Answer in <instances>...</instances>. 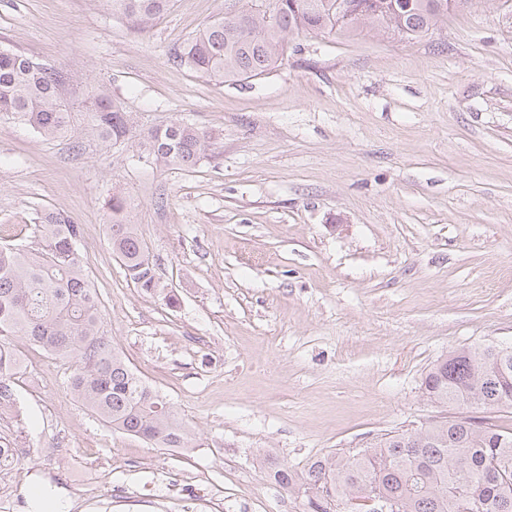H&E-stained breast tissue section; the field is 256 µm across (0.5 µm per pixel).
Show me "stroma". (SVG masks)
<instances>
[{"label":"stroma","mask_w":512,"mask_h":512,"mask_svg":"<svg viewBox=\"0 0 512 512\" xmlns=\"http://www.w3.org/2000/svg\"><path fill=\"white\" fill-rule=\"evenodd\" d=\"M224 0H172L138 33L104 0H0V41L104 93L132 139L81 145L0 118V244L50 208L83 228L101 328L173 404L190 449L100 421L71 364L15 336L26 457L0 512L35 485L71 512H304L268 463L297 471L387 434L512 407H449L422 382L449 351L512 345V0H470L434 33L290 38L267 75L219 84L174 52ZM185 122L223 135L184 171L140 163L134 137ZM128 199L165 288L113 257L106 207Z\"/></svg>","instance_id":"35a3bbf8"}]
</instances>
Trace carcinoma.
<instances>
[{
  "label": "carcinoma",
  "instance_id": "carcinoma-1",
  "mask_svg": "<svg viewBox=\"0 0 512 512\" xmlns=\"http://www.w3.org/2000/svg\"><path fill=\"white\" fill-rule=\"evenodd\" d=\"M112 14L143 31L170 0H105ZM251 14L249 28L222 16L174 53L176 62L224 83L265 74L283 60L288 38L301 33L349 34L368 27L384 35L423 37L448 17V0H224V11ZM338 14L353 22L336 26ZM74 86L65 71L0 46V117L47 139L79 143L88 132L102 144L131 133L130 114L104 94L81 101L86 125L75 127L62 94ZM220 134L184 122L139 138L138 158L192 169L212 157ZM112 255L149 293L161 291L156 261L137 233L127 201L108 203ZM39 246H0V415L16 404L22 366L9 338L23 336L72 362L69 388L103 422L161 448L192 447L191 432L169 402L150 389L100 330V302L85 274L82 227L51 209L36 210ZM424 390L440 404L512 406V346L451 351L427 371ZM25 449L0 440V470ZM276 482L305 498L307 512H350L374 496L390 512H512V432L492 424L448 420L414 433L389 435L349 457L314 459L301 472L276 470Z\"/></svg>",
  "mask_w": 512,
  "mask_h": 512
}]
</instances>
